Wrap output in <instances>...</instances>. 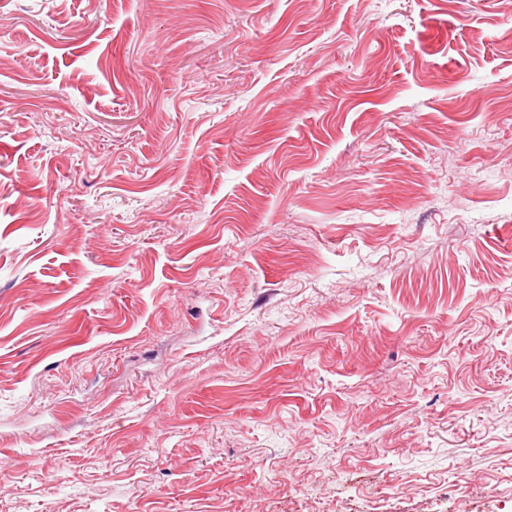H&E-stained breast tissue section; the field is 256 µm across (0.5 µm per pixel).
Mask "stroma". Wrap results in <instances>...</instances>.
Here are the masks:
<instances>
[{
    "label": "stroma",
    "mask_w": 512,
    "mask_h": 512,
    "mask_svg": "<svg viewBox=\"0 0 512 512\" xmlns=\"http://www.w3.org/2000/svg\"><path fill=\"white\" fill-rule=\"evenodd\" d=\"M512 0H0V512H512Z\"/></svg>",
    "instance_id": "stroma-1"
}]
</instances>
